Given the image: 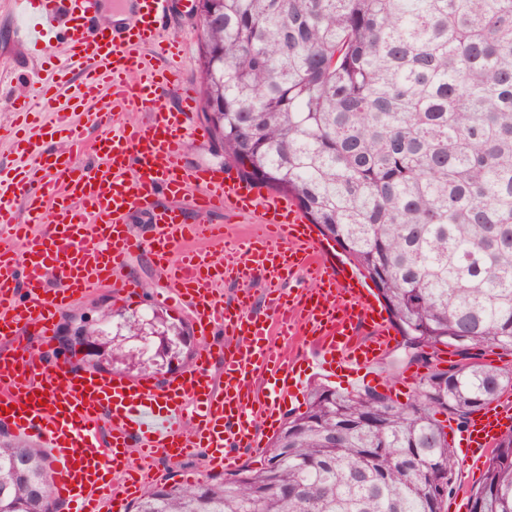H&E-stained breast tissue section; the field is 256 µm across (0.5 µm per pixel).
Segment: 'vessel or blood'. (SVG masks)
<instances>
[{
    "mask_svg": "<svg viewBox=\"0 0 512 512\" xmlns=\"http://www.w3.org/2000/svg\"><path fill=\"white\" fill-rule=\"evenodd\" d=\"M10 5L16 41L35 52L63 43L64 60L16 110L15 131L37 133L40 144L20 147L18 163L0 170V427L44 446L56 502L128 512L154 479L133 452L232 469L242 453L259 455L256 423L275 430L310 376L356 386L396 336L358 269L328 254L292 198L227 168L186 165L188 142L206 131L191 120L202 102L179 71L183 43L160 34L174 0H132L129 21L110 27L97 22L102 0ZM130 112L148 119L128 121ZM160 194L169 206L158 207ZM137 210L152 215L150 237L128 223ZM245 215L257 217L256 232L226 240L225 225ZM141 251L193 313L202 344L190 367L163 380L126 377L74 353L44 365L11 347L27 327L49 346L59 314L91 289L136 293L124 270ZM301 275L308 286L287 289ZM227 279L260 280L264 316H250L246 295L224 306L215 288ZM220 332L228 343L213 342ZM275 335L299 341L301 355L275 350ZM510 431V405L471 418L458 433L463 462L482 463Z\"/></svg>",
    "mask_w": 512,
    "mask_h": 512,
    "instance_id": "vessel-or-blood-1",
    "label": "vessel or blood"
}]
</instances>
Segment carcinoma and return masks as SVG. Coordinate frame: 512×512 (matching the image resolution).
<instances>
[{"instance_id":"carcinoma-1","label":"carcinoma","mask_w":512,"mask_h":512,"mask_svg":"<svg viewBox=\"0 0 512 512\" xmlns=\"http://www.w3.org/2000/svg\"><path fill=\"white\" fill-rule=\"evenodd\" d=\"M199 75L224 165L297 201L427 372L405 404L309 388L260 459L148 486L133 512H447L448 423L512 389V0H204ZM108 322L74 344H112ZM171 349L184 328L161 323ZM466 362L441 370L439 346ZM443 414L439 420L436 415ZM40 450L0 433V512H54ZM471 512H512V431Z\"/></svg>"}]
</instances>
